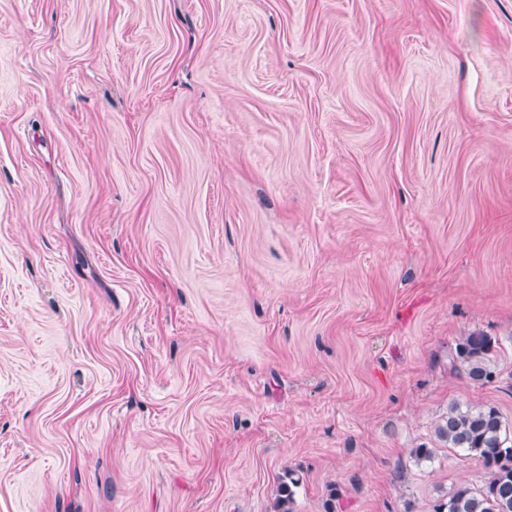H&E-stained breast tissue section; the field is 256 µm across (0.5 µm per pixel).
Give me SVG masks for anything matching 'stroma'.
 Here are the masks:
<instances>
[{
	"instance_id": "stroma-1",
	"label": "stroma",
	"mask_w": 512,
	"mask_h": 512,
	"mask_svg": "<svg viewBox=\"0 0 512 512\" xmlns=\"http://www.w3.org/2000/svg\"><path fill=\"white\" fill-rule=\"evenodd\" d=\"M452 403L512 424V0H0V512H432ZM492 348L491 338L480 332H471L460 339L456 347V356L450 360V370L457 369V363L463 366L468 378L478 384L493 379L488 354Z\"/></svg>"
}]
</instances>
